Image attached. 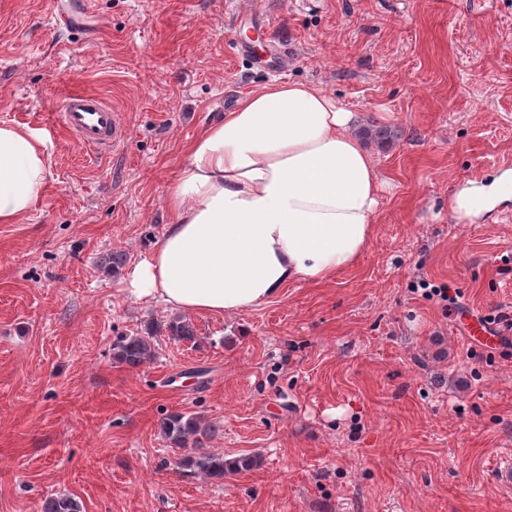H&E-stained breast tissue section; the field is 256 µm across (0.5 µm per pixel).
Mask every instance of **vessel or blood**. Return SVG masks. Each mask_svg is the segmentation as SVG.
Returning a JSON list of instances; mask_svg holds the SVG:
<instances>
[{"mask_svg": "<svg viewBox=\"0 0 512 512\" xmlns=\"http://www.w3.org/2000/svg\"><path fill=\"white\" fill-rule=\"evenodd\" d=\"M62 127L92 149H105L123 134L119 111L97 94L70 93L59 112Z\"/></svg>", "mask_w": 512, "mask_h": 512, "instance_id": "1", "label": "vessel or blood"}]
</instances>
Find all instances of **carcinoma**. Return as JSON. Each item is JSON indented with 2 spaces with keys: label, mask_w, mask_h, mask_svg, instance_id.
<instances>
[{
  "label": "carcinoma",
  "mask_w": 512,
  "mask_h": 512,
  "mask_svg": "<svg viewBox=\"0 0 512 512\" xmlns=\"http://www.w3.org/2000/svg\"><path fill=\"white\" fill-rule=\"evenodd\" d=\"M360 134L371 142L384 146L398 138V130L369 122ZM175 340L195 339L192 324L182 318H174L164 324L150 327L143 334L118 336L112 342V358L131 368H137L155 357L154 340L161 332ZM161 430L173 448H194L196 452L178 458V465L198 471L212 479H222L225 473L249 469L256 464L251 457L225 462L224 457L203 450L204 441L211 439L216 429L194 414L172 413L161 421ZM41 512H82L79 501L71 496H55L45 499Z\"/></svg>",
  "instance_id": "obj_1"
}]
</instances>
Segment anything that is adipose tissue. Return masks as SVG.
<instances>
[{
	"label": "adipose tissue",
	"instance_id": "obj_1",
	"mask_svg": "<svg viewBox=\"0 0 512 512\" xmlns=\"http://www.w3.org/2000/svg\"><path fill=\"white\" fill-rule=\"evenodd\" d=\"M353 121L313 84L246 93L190 143L166 192L171 222L150 256L126 270L127 294L183 315L234 314L354 264L374 235L381 187ZM50 166L45 135L0 123V224L35 207ZM508 210L512 168L448 193L460 224Z\"/></svg>",
	"mask_w": 512,
	"mask_h": 512
}]
</instances>
